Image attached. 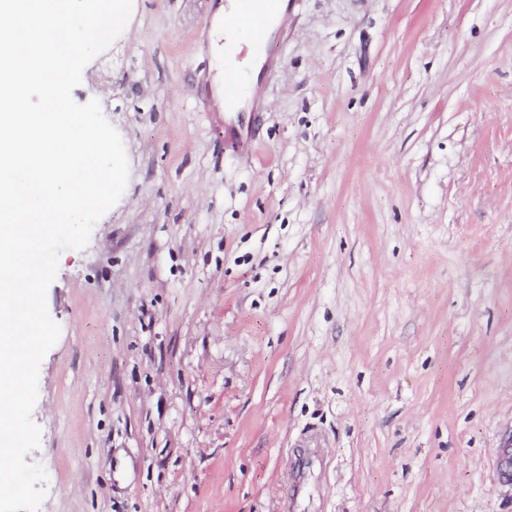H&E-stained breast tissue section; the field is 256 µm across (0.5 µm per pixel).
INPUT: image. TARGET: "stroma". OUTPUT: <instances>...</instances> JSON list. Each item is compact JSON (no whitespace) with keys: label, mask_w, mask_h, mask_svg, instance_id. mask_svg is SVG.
Segmentation results:
<instances>
[{"label":"stroma","mask_w":512,"mask_h":512,"mask_svg":"<svg viewBox=\"0 0 512 512\" xmlns=\"http://www.w3.org/2000/svg\"><path fill=\"white\" fill-rule=\"evenodd\" d=\"M224 0L73 98L129 161L47 292L39 512H512V0H292L224 128Z\"/></svg>","instance_id":"1"}]
</instances>
